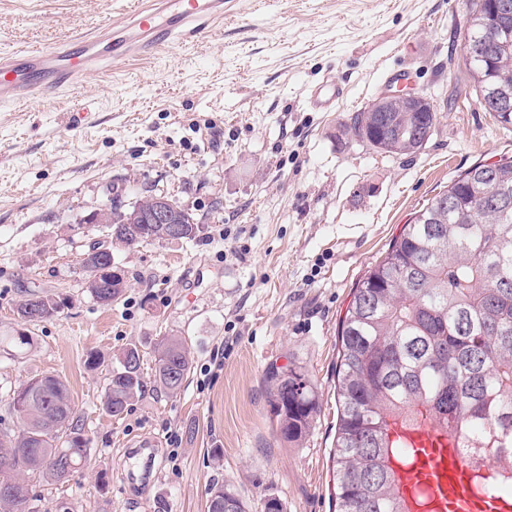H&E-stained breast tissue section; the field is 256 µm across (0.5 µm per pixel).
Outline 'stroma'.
I'll use <instances>...</instances> for the list:
<instances>
[{"mask_svg": "<svg viewBox=\"0 0 512 512\" xmlns=\"http://www.w3.org/2000/svg\"><path fill=\"white\" fill-rule=\"evenodd\" d=\"M141 0H0V49L48 46L121 22ZM466 0H230L195 47H164L91 76L79 99L0 107V428L8 394L36 375L68 382L90 441L68 483L35 484L48 512H207L233 485L249 512H336V334L351 291L415 212L476 163L512 160V126L478 103L461 54ZM348 94L330 112L303 92L327 72ZM437 121L414 154L381 153L352 117L401 77ZM162 193L197 214L191 241L126 247L84 218ZM125 272L112 305L81 267L93 243ZM64 303L23 323L27 291ZM25 330L31 345L11 341ZM179 336L191 371L177 394L154 381L156 349ZM137 346L144 387L118 418L102 409L117 354ZM98 365H91V358ZM300 367L320 410L309 433H276L263 376ZM150 443L145 481L125 475ZM221 458H214V450Z\"/></svg>", "mask_w": 512, "mask_h": 512, "instance_id": "stroma-1", "label": "stroma"}]
</instances>
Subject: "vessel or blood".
<instances>
[{
    "label": "vessel or blood",
    "instance_id": "b4317fda",
    "mask_svg": "<svg viewBox=\"0 0 512 512\" xmlns=\"http://www.w3.org/2000/svg\"><path fill=\"white\" fill-rule=\"evenodd\" d=\"M226 0H152L121 23L93 27L89 36L49 47H19L0 53V106H24L75 92L92 74L132 57H149L164 44L194 47L224 22ZM345 95L342 81L328 75L309 88L306 106L331 108ZM420 464L406 476L408 485L428 496L446 498L460 512H484L471 496L468 467L458 449L432 447V434L422 431Z\"/></svg>",
    "mask_w": 512,
    "mask_h": 512
}]
</instances>
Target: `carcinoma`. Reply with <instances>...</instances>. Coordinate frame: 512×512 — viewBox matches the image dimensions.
<instances>
[{
    "label": "carcinoma",
    "mask_w": 512,
    "mask_h": 512,
    "mask_svg": "<svg viewBox=\"0 0 512 512\" xmlns=\"http://www.w3.org/2000/svg\"><path fill=\"white\" fill-rule=\"evenodd\" d=\"M463 55L479 104L494 97L512 107V13L490 59L473 43L487 34L486 0H470ZM437 113L410 102L376 111L371 102L351 122L354 136L384 153L408 155L423 142L411 130L435 124ZM181 240L196 237V215L176 199ZM112 238L125 246L167 241L158 224H126L112 206ZM89 283L109 306L125 288L124 270ZM63 302L33 292L17 307L25 322L59 313ZM336 364V512H406L391 459L414 460L408 435L425 427L452 439L484 484L512 493V160L487 170L478 163L419 209L383 258L359 279L338 329ZM190 352L179 336L158 347L155 378L178 393L190 373ZM264 381L281 438L311 427L319 405L305 372L270 368ZM144 387L135 347L117 355L102 399L112 417L123 414ZM18 422L0 430V512H40L32 482L63 484L83 469L89 440L74 423L66 381L33 377L9 394ZM246 512L224 483L208 492L207 512Z\"/></svg>",
    "instance_id": "cac0c4a2"
}]
</instances>
